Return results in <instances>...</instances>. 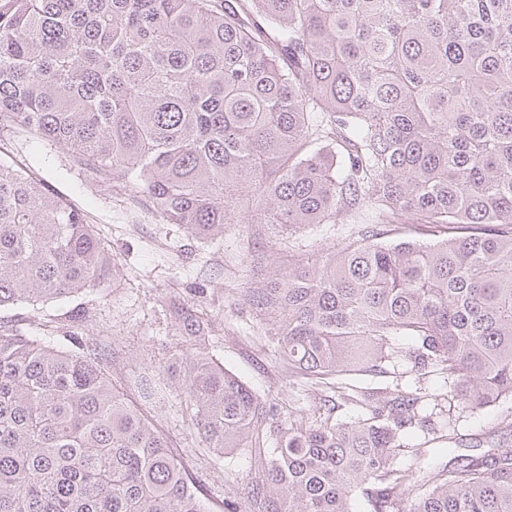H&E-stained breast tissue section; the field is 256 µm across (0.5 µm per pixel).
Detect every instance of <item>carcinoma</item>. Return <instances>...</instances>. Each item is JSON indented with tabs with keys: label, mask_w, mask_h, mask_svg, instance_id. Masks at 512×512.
Listing matches in <instances>:
<instances>
[{
	"label": "carcinoma",
	"mask_w": 512,
	"mask_h": 512,
	"mask_svg": "<svg viewBox=\"0 0 512 512\" xmlns=\"http://www.w3.org/2000/svg\"><path fill=\"white\" fill-rule=\"evenodd\" d=\"M17 128L199 240L244 217L411 218L243 289L286 377L355 405L349 422L274 423L210 353L203 294L163 297L200 464L259 462L224 512H354L358 493L372 512H512V450L402 465L408 430L440 431L422 396L351 379L404 361L471 410L512 400V0H0V135ZM114 273L81 210L0 151V310L38 315ZM88 313L0 328V512H205L112 379L115 349L78 336ZM136 388L149 403L168 383L147 370Z\"/></svg>",
	"instance_id": "carcinoma-1"
}]
</instances>
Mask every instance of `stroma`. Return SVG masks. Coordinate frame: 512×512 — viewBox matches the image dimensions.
<instances>
[{
	"mask_svg": "<svg viewBox=\"0 0 512 512\" xmlns=\"http://www.w3.org/2000/svg\"><path fill=\"white\" fill-rule=\"evenodd\" d=\"M5 143L15 162L30 170L49 193L61 196L93 224L117 265L115 281L94 292L63 302L61 310L85 306L88 320L79 333L90 342L113 345L121 357L113 367L123 388H131L134 375L156 367L178 369L176 323L161 305V297L178 288L206 291L212 353L226 369L257 394L283 406L292 420L307 423L319 406L320 391L303 378L287 381L265 336L268 322L242 299L247 284L263 280L265 268L252 260L254 251L275 250L278 260H298L329 252L356 239L359 223L339 221L312 224L275 241L265 224H228L223 238L201 244L177 224H169L129 196L97 185L62 146L17 130ZM419 382L427 407L437 408L439 420L449 421L452 439L419 431L405 439L407 448H425L433 463L447 461L448 451L478 454L492 447L512 449V428L504 419L512 415V402L484 411H469L448 396L442 374L416 378L410 364L396 365L394 375L364 376L369 387H395ZM255 460L243 450L224 458L216 469L190 473L201 479L207 512H224L225 495L244 499Z\"/></svg>",
	"mask_w": 512,
	"mask_h": 512,
	"instance_id": "obj_1",
	"label": "stroma"
}]
</instances>
